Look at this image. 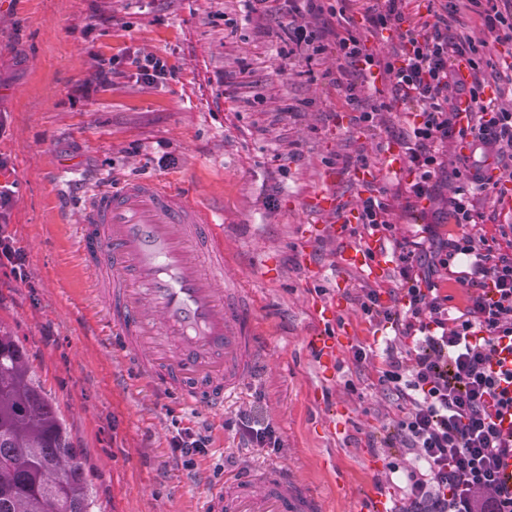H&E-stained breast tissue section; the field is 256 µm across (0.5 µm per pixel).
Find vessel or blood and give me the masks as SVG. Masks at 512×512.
Returning <instances> with one entry per match:
<instances>
[{"instance_id": "vessel-or-blood-1", "label": "vessel or blood", "mask_w": 512, "mask_h": 512, "mask_svg": "<svg viewBox=\"0 0 512 512\" xmlns=\"http://www.w3.org/2000/svg\"><path fill=\"white\" fill-rule=\"evenodd\" d=\"M406 158L389 147L378 163L353 172L357 185L402 174ZM313 203L345 225L357 210L322 190ZM80 255L106 312L109 341L136 375L219 415L260 358L256 323L245 310L243 284L228 275L224 226L213 211L151 179L87 193ZM338 262L382 280L389 266L377 235L347 248ZM319 499L283 472L266 468L213 490L206 512H320Z\"/></svg>"}]
</instances>
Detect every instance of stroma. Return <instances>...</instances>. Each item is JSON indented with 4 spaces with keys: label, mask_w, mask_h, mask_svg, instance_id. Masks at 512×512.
Masks as SVG:
<instances>
[{
    "label": "stroma",
    "mask_w": 512,
    "mask_h": 512,
    "mask_svg": "<svg viewBox=\"0 0 512 512\" xmlns=\"http://www.w3.org/2000/svg\"><path fill=\"white\" fill-rule=\"evenodd\" d=\"M323 17L253 10L246 0H0V235L22 258L23 275L0 255V326L27 350L35 377L77 448L95 512H202L225 479L283 468L322 503V512H371L402 492L386 467L409 463L383 447L399 411L379 383L374 340L394 323L368 321L354 302L369 281L339 268L337 254L365 231L305 243L309 224L338 214L308 207L320 189L357 204L346 164L378 160L401 144L408 119L383 112L358 123L328 77L336 51L290 49L298 24ZM290 58H282V51ZM153 55L166 79L135 76L134 58ZM120 77L98 85L100 65ZM150 178L219 214L266 358L223 416L184 405L141 382L119 351L102 348L92 321L104 316L86 291L75 227L89 188ZM400 238L416 239L447 209L453 185L434 202L414 201L406 178L379 184ZM475 192L478 231L512 222L501 199ZM343 294L344 307L318 320L314 300ZM337 341L326 361L313 340ZM367 357L355 362L356 349ZM272 422L276 452L254 448L236 427L238 411ZM205 430L207 455L184 468L170 448L183 428Z\"/></svg>",
    "instance_id": "35a3bbf8"
}]
</instances>
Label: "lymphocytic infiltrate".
<instances>
[{
    "label": "lymphocytic infiltrate",
    "instance_id": "obj_1",
    "mask_svg": "<svg viewBox=\"0 0 512 512\" xmlns=\"http://www.w3.org/2000/svg\"><path fill=\"white\" fill-rule=\"evenodd\" d=\"M406 0H374L361 13L374 27L396 31L400 50L377 60L353 33L336 40L335 86L347 104L370 92L373 102L359 122L373 125L378 113L402 105L409 114L405 145L408 192L416 200L433 197L443 172L439 148L448 140L471 136L477 151L493 152L503 170L512 169V111L481 110L469 125H457L455 97H479L483 73L494 66L481 57L472 37L451 35L454 0H428L431 22L413 25ZM481 26L494 40L512 39V0H470ZM466 59L470 82L457 79L453 64ZM383 78L374 87L373 77ZM451 175L459 186L448 201V219L457 231L434 249L431 265L451 270L466 290L464 308L451 306L437 282L416 271L421 244L396 239L376 193L360 199L364 228L394 241L392 257L402 281L399 310L382 302L373 288L355 299L365 318L396 320L399 336L409 339L403 354H387L379 381L404 406L384 445L401 447L413 459L409 469L389 463L390 472H405V512H512V491L499 483L502 455L512 452V225L494 234L471 231L478 214L472 191L486 192L479 167L462 156Z\"/></svg>",
    "mask_w": 512,
    "mask_h": 512
}]
</instances>
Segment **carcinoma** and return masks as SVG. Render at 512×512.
<instances>
[{
    "mask_svg": "<svg viewBox=\"0 0 512 512\" xmlns=\"http://www.w3.org/2000/svg\"><path fill=\"white\" fill-rule=\"evenodd\" d=\"M79 449L17 337L0 327V512H93Z\"/></svg>",
    "mask_w": 512,
    "mask_h": 512,
    "instance_id": "cac0c4a2",
    "label": "carcinoma"
}]
</instances>
